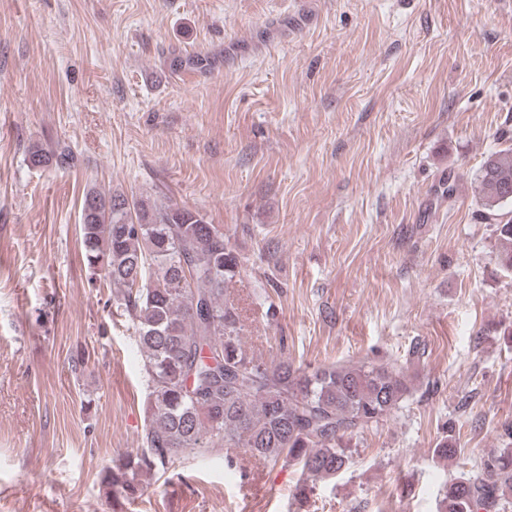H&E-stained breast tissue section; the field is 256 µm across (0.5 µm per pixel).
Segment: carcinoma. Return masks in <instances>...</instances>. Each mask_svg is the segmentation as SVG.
I'll list each match as a JSON object with an SVG mask.
<instances>
[{"instance_id": "1", "label": "carcinoma", "mask_w": 512, "mask_h": 512, "mask_svg": "<svg viewBox=\"0 0 512 512\" xmlns=\"http://www.w3.org/2000/svg\"><path fill=\"white\" fill-rule=\"evenodd\" d=\"M74 161L67 148L28 149L33 168H71ZM474 183L499 265L512 271V210H505L512 143L487 156ZM81 241L86 264L115 289L148 381L141 448L102 472L117 502L140 498L141 476L168 469L186 451L206 457L221 448L294 467L303 491L341 473L354 437L416 391L412 368L423 356L416 345L398 367L368 360L306 371L248 353L241 309L227 298L242 258L197 209L91 188L81 203ZM498 440L475 471L445 486L438 512H502L512 502V421L499 427ZM458 452L450 424L433 453L452 463Z\"/></svg>"}]
</instances>
